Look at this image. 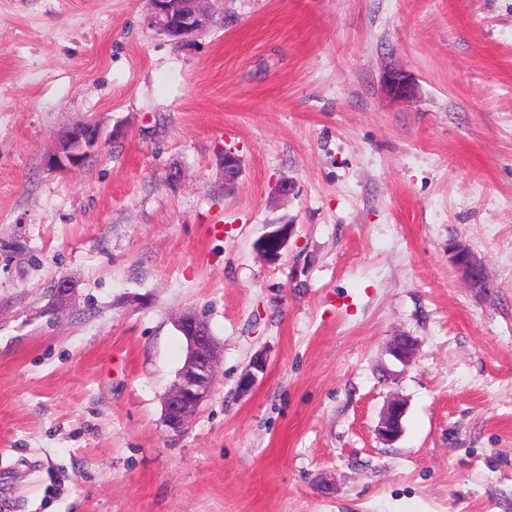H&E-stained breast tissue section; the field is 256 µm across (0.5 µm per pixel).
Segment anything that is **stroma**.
<instances>
[{"label": "stroma", "instance_id": "obj_1", "mask_svg": "<svg viewBox=\"0 0 512 512\" xmlns=\"http://www.w3.org/2000/svg\"><path fill=\"white\" fill-rule=\"evenodd\" d=\"M209 8L177 43L147 0H0V512H512V0ZM85 120L106 145L50 169ZM185 310L223 358L175 436ZM382 84L387 96L393 100H408L416 93V83L405 72L387 67L382 75ZM272 225H280V227L264 235L257 245L264 259L269 263H275L280 260L282 251L286 247L292 231L291 224ZM453 261L462 280L474 289L486 290L489 282L482 261L464 244L452 246ZM415 350V341L411 336H395L388 347L390 355L403 365L411 362ZM267 362L262 356H254L250 359L238 379L237 391L239 395H247L250 393L259 381L260 374L266 371ZM405 402L393 397L387 401L382 411L377 434L386 443L397 441L403 433V417L406 412Z\"/></svg>", "mask_w": 512, "mask_h": 512}]
</instances>
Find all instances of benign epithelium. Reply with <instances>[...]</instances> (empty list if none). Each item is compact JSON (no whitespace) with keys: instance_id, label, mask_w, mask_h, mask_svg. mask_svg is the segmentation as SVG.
<instances>
[{"instance_id":"7a95c632","label":"benign epithelium","mask_w":512,"mask_h":512,"mask_svg":"<svg viewBox=\"0 0 512 512\" xmlns=\"http://www.w3.org/2000/svg\"><path fill=\"white\" fill-rule=\"evenodd\" d=\"M208 0H148L149 23L170 39L182 40L208 26L210 13ZM387 96L393 100H408L416 93V83L405 72L387 67L382 75ZM105 144L101 128L88 120L66 129L57 138L56 149L46 157V165L59 170L81 167L86 160ZM241 175V160L234 153H224V190L235 188ZM292 225L282 224L264 235L257 248L269 263L280 260L288 243ZM453 261L462 280L471 288H489L482 261L464 244L452 246ZM73 292L70 280L58 279L51 295L58 304L68 301ZM175 326L186 341V357L176 379L164 396L163 423L167 431L178 436L187 431L201 406L212 395L218 373L220 348L207 329L204 320L194 312H183L175 320ZM415 341L410 336H396L390 342V355L403 365L414 357ZM266 359L255 356L250 359L238 379V394L250 393L265 373ZM404 401L393 397L382 411L377 434L387 444L397 441L403 433Z\"/></svg>"}]
</instances>
